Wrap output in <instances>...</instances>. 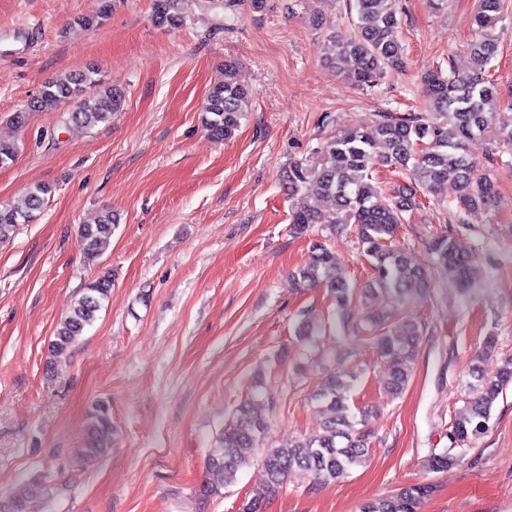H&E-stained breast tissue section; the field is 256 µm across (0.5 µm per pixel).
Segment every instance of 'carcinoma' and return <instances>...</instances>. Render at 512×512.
Segmentation results:
<instances>
[{"mask_svg": "<svg viewBox=\"0 0 512 512\" xmlns=\"http://www.w3.org/2000/svg\"><path fill=\"white\" fill-rule=\"evenodd\" d=\"M195 0H153L152 21L172 30L184 26L189 7ZM267 0H224V11L246 7L252 12L266 9ZM355 13L349 38L338 40L326 35V53L332 67L341 70L357 86L376 82L391 69L404 66V48L398 39L400 25L396 0H351ZM501 0H479L473 16L475 38L468 51L475 66L467 73L441 67L422 76L425 94L421 112H382L368 128H352L330 136L317 150L316 158L292 164L286 174L290 199V232L307 235L319 223L307 198L320 197L332 205L334 221L356 227L362 250L370 259L373 276L360 287L352 286L336 273V260L320 238L311 242L310 256L293 278L300 288L324 286L336 307V329L342 332L368 329L375 333L374 344L384 361L385 390L395 396L406 389L418 354L420 325L409 317L395 326L387 325V315L364 316L359 306L368 298L387 296L395 304H404L431 288L429 269L413 262L408 252L396 244L405 215L423 206L421 195L438 194L448 183L457 189L452 213L459 224H471L499 207L501 196L495 178L499 168L512 165L503 160V151L490 148L478 158L468 144L491 121L498 123L503 143L512 146V106L500 107V90L488 79L486 65L498 51L496 32ZM251 92L235 78L234 66L224 65V81L213 85L203 108L202 123L208 135L224 141L231 138L248 111ZM70 102L69 121L81 127H94L112 119L125 102L124 92L97 77L94 70L67 72L45 82L26 110L12 116L13 123L25 127L30 112H43ZM379 168L405 174L410 184L386 192L373 181ZM48 184L29 188L22 208L0 204V243L12 238L19 225L30 221L41 210ZM118 224L110 211H102L78 229V244L88 260L98 259L108 248ZM436 264L452 272L461 288H467L473 274L468 256L455 234L446 231L428 242ZM112 296V279L103 276L91 282L71 302L49 344L53 361L67 358L86 327ZM327 322L306 317L297 329V337L307 343L325 335ZM476 380L472 398L455 416L452 438L465 442L485 432L492 409L503 389L512 383V358L503 361L498 375L487 378L478 366L470 368ZM362 372L349 370L331 376L313 391L312 400L324 414L322 432L300 437L286 447H263L269 429L270 402L252 395L241 404L224 432L215 439L206 458V475L198 496L222 495L224 487L235 482L238 472L248 465L255 452L262 450L266 485L260 492L242 501L239 512H264L266 503L294 471H300L321 484L345 479L351 470L365 462L370 448L367 412H353L352 395L361 382ZM112 448V413L99 401L86 424L85 441L77 450V459L92 465ZM459 462L447 452L434 454L429 468L440 472ZM53 489L38 482L32 492L12 500L7 512H33L34 501ZM429 484H414L398 492L372 499L360 512H420L430 496Z\"/></svg>", "mask_w": 512, "mask_h": 512, "instance_id": "cac0c4a2", "label": "carcinoma"}]
</instances>
